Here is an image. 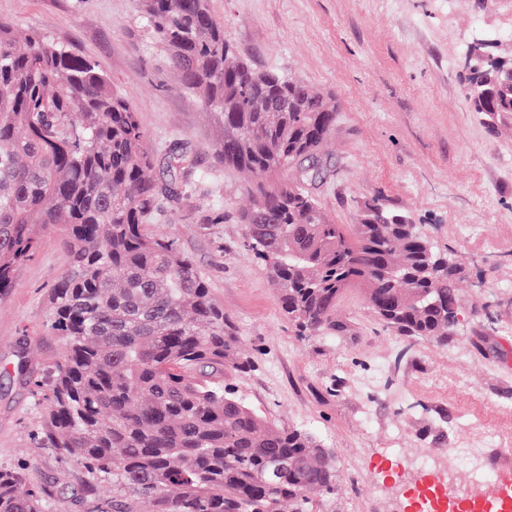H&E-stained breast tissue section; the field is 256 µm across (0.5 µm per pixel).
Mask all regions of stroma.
Masks as SVG:
<instances>
[{"label":"stroma","instance_id":"35a3bbf8","mask_svg":"<svg viewBox=\"0 0 512 512\" xmlns=\"http://www.w3.org/2000/svg\"><path fill=\"white\" fill-rule=\"evenodd\" d=\"M239 55L333 95L338 112L307 181L337 224L378 201L407 212L459 266L460 315L447 341L400 336L364 291L339 299L349 330L300 335L243 245L239 211L260 172L224 166V124L180 86L140 0H0V17L95 62L139 114L161 206L150 230L173 239L236 323L251 370L239 395L266 420L334 451L338 482L312 512H408L422 459L458 496L489 491L472 467L512 448V124L472 111L464 57L475 40L512 50V0H210ZM61 233L0 294V468L49 483L66 512L84 468L35 440L30 378L49 377L64 344L50 329L48 288L69 268Z\"/></svg>","mask_w":512,"mask_h":512}]
</instances>
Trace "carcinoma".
I'll list each match as a JSON object with an SVG mask.
<instances>
[{
	"label": "carcinoma",
	"instance_id": "1",
	"mask_svg": "<svg viewBox=\"0 0 512 512\" xmlns=\"http://www.w3.org/2000/svg\"><path fill=\"white\" fill-rule=\"evenodd\" d=\"M182 89L224 122V164L276 176L317 156L336 102L238 56L209 0H143ZM474 112L512 121V57L467 70ZM138 112L97 65L0 20V292L58 227L70 270L50 288L65 353L32 380L44 448L82 464L110 512H311L336 489L332 449L237 395L252 362L193 259L150 233L160 207ZM245 247L300 331L339 335L337 301L362 289L400 336L444 341L462 271L411 217L366 201L335 224L297 181L259 186ZM0 512H62L45 485L0 469Z\"/></svg>",
	"mask_w": 512,
	"mask_h": 512
}]
</instances>
